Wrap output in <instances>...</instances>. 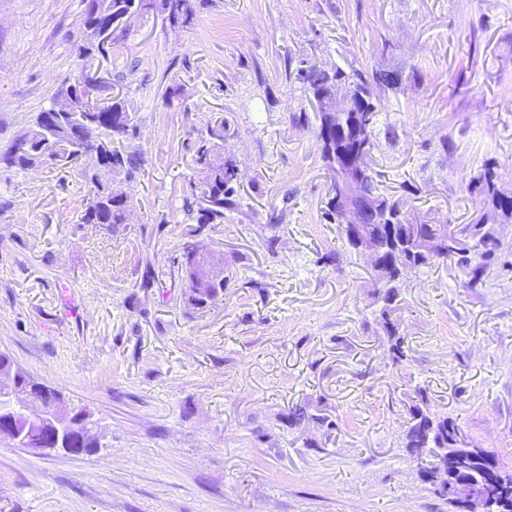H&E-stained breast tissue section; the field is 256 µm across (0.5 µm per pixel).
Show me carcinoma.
<instances>
[{
    "mask_svg": "<svg viewBox=\"0 0 512 512\" xmlns=\"http://www.w3.org/2000/svg\"><path fill=\"white\" fill-rule=\"evenodd\" d=\"M150 9H159L167 13L170 20L183 25L190 23L194 16L191 0H151L149 3L143 0H86L84 26L90 29L110 24L115 31L130 15ZM338 76L344 82L350 83L355 93L366 99V111L376 113L373 95L366 83L352 82L350 76L343 71L325 72L314 64L299 69L297 79L306 88L318 113L319 122L326 120L320 96L336 84ZM102 89V85H90L86 74L79 72L72 82L54 93L50 106L37 113L28 131L4 154L3 161L9 166L26 169L33 166L34 159L37 158L42 165L65 168L78 161L79 153H95L99 155V163L112 174L133 180L139 168L137 156L117 149L114 143L135 137L138 131L136 111L124 97L116 96L106 100L95 98V93ZM68 110L83 113L96 120V136L77 143L63 131L53 136H38L39 127L51 125L56 113ZM226 133V124L221 119L208 126L206 134L198 137L194 143V169L202 176V190L196 200V221L201 225L224 223V211H231L237 206L235 185L239 179V169L232 159L224 157ZM373 137L374 126L371 125L364 138V143L367 144V173L363 188L376 198L381 207L383 223L373 225V229L386 236L389 234V225L401 223L406 201L385 193L379 187L377 173L372 167ZM320 143L321 158L330 179L324 217L329 223L339 225L341 216L334 204L337 180L334 162L339 144L333 135L320 138ZM81 176L88 187L83 200L81 223L101 224L108 230L127 223L129 196L110 194L107 184L99 181L88 168L81 171ZM493 177L494 174L490 171L478 177V181L483 183L485 202L491 205L494 212L512 220V197L502 194L496 188ZM425 231L432 240L428 252L413 256L411 264L404 270L394 268L374 276L375 282L380 284L376 288V295L383 303L382 318L388 335L394 338L391 350L395 363L401 362L405 357L404 340L397 335L390 316L400 309L403 301L401 287L407 275L429 267L437 260L447 261L458 256L460 262L466 266L467 286L475 288L482 283L488 262L502 246L500 239L483 230L479 222L463 224L453 231L446 224H428ZM195 252L196 246L186 247L180 262V275L186 287L190 288L189 300L203 307L216 300L224 291V272H211L208 269L209 262L204 257L195 255ZM415 395L416 400L412 401L408 409L405 448H448L458 444V424L453 419L429 409L425 389H416ZM72 434L75 444L84 448L98 446L93 436V428L76 417L72 420Z\"/></svg>",
    "mask_w": 512,
    "mask_h": 512,
    "instance_id": "carcinoma-1",
    "label": "carcinoma"
}]
</instances>
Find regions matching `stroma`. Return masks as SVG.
<instances>
[{
  "label": "stroma",
  "instance_id": "stroma-1",
  "mask_svg": "<svg viewBox=\"0 0 512 512\" xmlns=\"http://www.w3.org/2000/svg\"><path fill=\"white\" fill-rule=\"evenodd\" d=\"M113 34L102 75L131 101L141 167L128 224L80 221L74 168L0 163V349L99 422L90 455L0 436V512H452L403 445L430 407L512 473V223L481 285L457 261L410 274L390 359L373 275L323 216L318 120L296 74L370 80L381 186L412 224L485 215L486 167L512 195V0H194ZM85 0H0V151L81 67ZM399 82H374L376 72ZM238 206L197 231L194 141L217 119ZM224 293L189 302V245ZM153 287H143L145 278ZM304 413L289 418L293 409Z\"/></svg>",
  "mask_w": 512,
  "mask_h": 512
}]
</instances>
